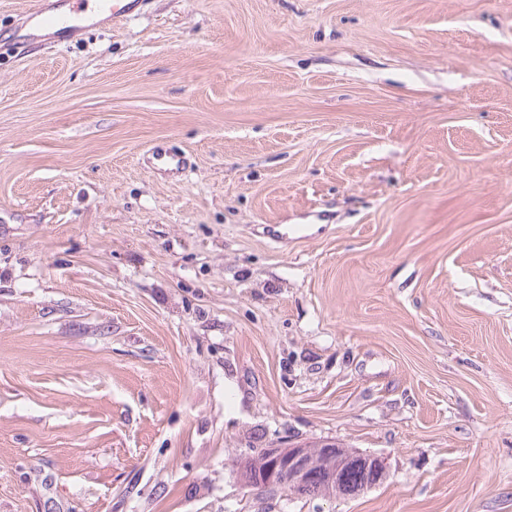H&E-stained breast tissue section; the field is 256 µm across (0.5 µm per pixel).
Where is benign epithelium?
Segmentation results:
<instances>
[{"label":"benign epithelium","mask_w":512,"mask_h":512,"mask_svg":"<svg viewBox=\"0 0 512 512\" xmlns=\"http://www.w3.org/2000/svg\"><path fill=\"white\" fill-rule=\"evenodd\" d=\"M318 451L319 455L313 458L311 448L300 442L285 448L264 449L262 465L254 470L258 475V486L274 490L285 486L303 487L309 482L311 469L315 466L323 476V494L329 497L336 495L342 472L351 465L361 468L364 474V481L357 489L359 493L384 483L387 478L386 464L378 456L341 448L334 440L321 441Z\"/></svg>","instance_id":"obj_1"}]
</instances>
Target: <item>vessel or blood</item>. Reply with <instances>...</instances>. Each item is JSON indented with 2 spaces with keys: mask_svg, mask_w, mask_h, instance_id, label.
<instances>
[{
  "mask_svg": "<svg viewBox=\"0 0 512 512\" xmlns=\"http://www.w3.org/2000/svg\"><path fill=\"white\" fill-rule=\"evenodd\" d=\"M47 0H35L28 10L29 27L39 31L62 28L76 33L102 23L121 24L140 9L145 0H71L66 11L46 5Z\"/></svg>",
  "mask_w": 512,
  "mask_h": 512,
  "instance_id": "b4317fda",
  "label": "vessel or blood"
}]
</instances>
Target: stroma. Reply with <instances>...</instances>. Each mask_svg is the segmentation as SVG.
<instances>
[{"label":"stroma","mask_w":512,"mask_h":512,"mask_svg":"<svg viewBox=\"0 0 512 512\" xmlns=\"http://www.w3.org/2000/svg\"><path fill=\"white\" fill-rule=\"evenodd\" d=\"M33 2L0 0V512H512V0H146L18 53ZM322 439L387 480L246 485Z\"/></svg>","instance_id":"obj_1"}]
</instances>
